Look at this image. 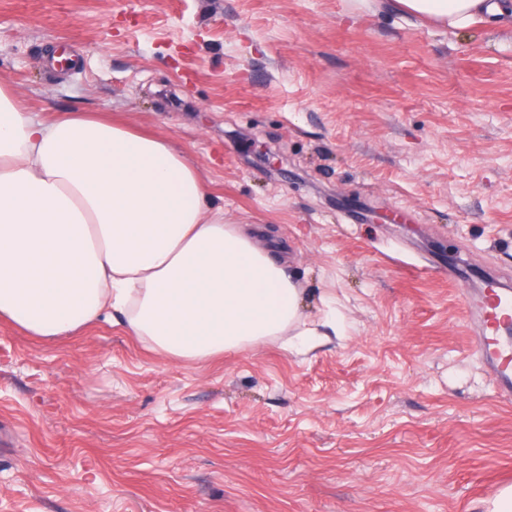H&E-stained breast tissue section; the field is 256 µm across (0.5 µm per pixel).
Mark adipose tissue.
Masks as SVG:
<instances>
[{"label":"adipose tissue","instance_id":"ef3b65f1","mask_svg":"<svg viewBox=\"0 0 512 512\" xmlns=\"http://www.w3.org/2000/svg\"><path fill=\"white\" fill-rule=\"evenodd\" d=\"M463 30L512 26V0H380ZM170 142L106 119L51 121L0 86V319L50 339L110 318L174 359L204 360L286 331L303 292L277 253L209 211Z\"/></svg>","mask_w":512,"mask_h":512}]
</instances>
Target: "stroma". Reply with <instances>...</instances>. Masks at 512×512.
I'll use <instances>...</instances> for the list:
<instances>
[{
    "mask_svg": "<svg viewBox=\"0 0 512 512\" xmlns=\"http://www.w3.org/2000/svg\"><path fill=\"white\" fill-rule=\"evenodd\" d=\"M0 84L170 140L340 329L193 361L0 320V512H491L512 400L437 247L512 284L511 27L375 0H0ZM262 146L284 174L247 163Z\"/></svg>",
    "mask_w": 512,
    "mask_h": 512,
    "instance_id": "stroma-1",
    "label": "stroma"
}]
</instances>
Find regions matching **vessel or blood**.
<instances>
[{
  "label": "vessel or blood",
  "mask_w": 512,
  "mask_h": 512,
  "mask_svg": "<svg viewBox=\"0 0 512 512\" xmlns=\"http://www.w3.org/2000/svg\"><path fill=\"white\" fill-rule=\"evenodd\" d=\"M499 284L489 288V300L482 307L486 336L481 351L488 361L501 397L512 399V300Z\"/></svg>",
  "instance_id": "obj_1"
}]
</instances>
